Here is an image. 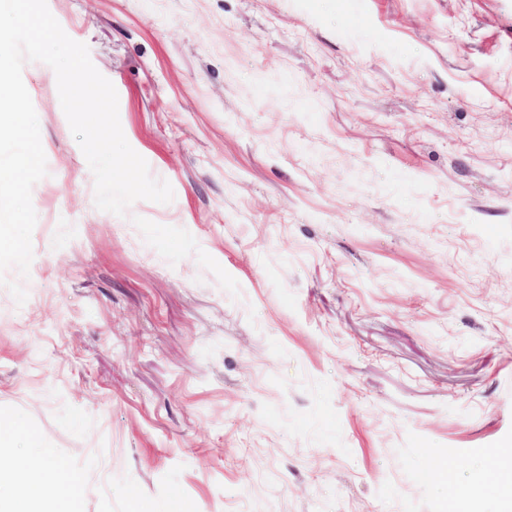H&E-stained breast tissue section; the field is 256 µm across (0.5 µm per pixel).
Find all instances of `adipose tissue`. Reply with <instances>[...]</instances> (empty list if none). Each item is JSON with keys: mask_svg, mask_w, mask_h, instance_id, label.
<instances>
[{"mask_svg": "<svg viewBox=\"0 0 512 512\" xmlns=\"http://www.w3.org/2000/svg\"><path fill=\"white\" fill-rule=\"evenodd\" d=\"M85 482L83 473L29 450L0 465V512H37L48 485L57 490L48 512H82Z\"/></svg>", "mask_w": 512, "mask_h": 512, "instance_id": "1", "label": "adipose tissue"}]
</instances>
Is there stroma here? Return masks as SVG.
Wrapping results in <instances>:
<instances>
[{
  "instance_id": "obj_1",
  "label": "stroma",
  "mask_w": 512,
  "mask_h": 512,
  "mask_svg": "<svg viewBox=\"0 0 512 512\" xmlns=\"http://www.w3.org/2000/svg\"><path fill=\"white\" fill-rule=\"evenodd\" d=\"M168 204L48 174L0 422L84 512H448L512 441V0H47ZM436 494L447 504L453 503L460 512H474L473 495L458 478L456 471L447 464L440 466L434 477Z\"/></svg>"
}]
</instances>
